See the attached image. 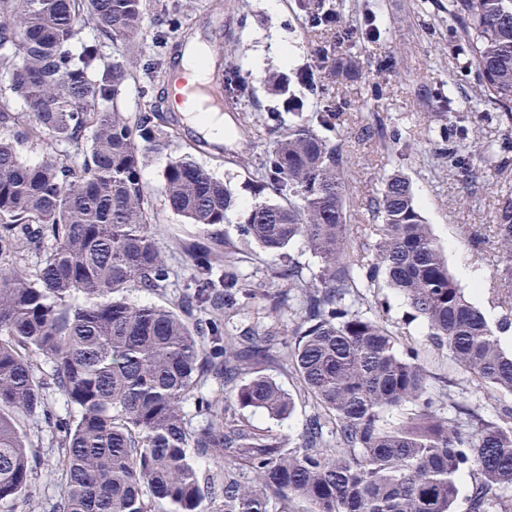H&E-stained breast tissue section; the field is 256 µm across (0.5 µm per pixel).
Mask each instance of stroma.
<instances>
[{
	"label": "stroma",
	"mask_w": 512,
	"mask_h": 512,
	"mask_svg": "<svg viewBox=\"0 0 512 512\" xmlns=\"http://www.w3.org/2000/svg\"><path fill=\"white\" fill-rule=\"evenodd\" d=\"M279 2V9L273 11L267 0H224V9L219 12L212 9L211 0H179L181 9L174 23L166 27L170 42H179L188 34L217 47V70L236 60L253 92L248 101H225L224 143L219 148L209 144L197 149L199 135L186 123L183 113L169 115L178 136L168 155L193 154L216 178L229 182L235 193L236 203L224 230L236 245L234 263L239 274L258 289L259 296L246 306L227 311L225 333L236 336L257 324L273 329L279 340L294 341L304 314L303 294L287 282L270 280L269 273L290 263L308 280L319 265L303 241L271 253L245 241L238 232L239 222L254 206L274 198L270 190L258 188L252 165L270 148L273 136L267 127L252 121L251 113L256 108L282 113L286 106L283 97L268 93L262 79L272 70L286 73L289 94L310 113L321 107L326 70L351 57L358 60L359 69L335 86L340 115L328 137L341 143L347 155L350 182L346 201L352 246L373 247L376 237L371 225L375 218L367 205L389 174H402L410 181L415 203L425 223L430 224L450 270L458 271L465 263L482 272L480 287L463 280L460 288L481 311L504 316L507 308L500 302L504 291L494 275L495 252L491 245L472 244L473 237L484 233L493 222L503 179L487 158L472 157L471 169L484 180L485 187L469 193L447 159L435 154L432 144L438 127L449 121L463 126L471 141L496 143L512 138V125L499 120L498 107L475 91V77L465 66L464 44L458 21L448 10L449 0H313L336 11L337 25L325 29L309 28L300 0ZM369 26L377 30V37H362V30ZM276 33L287 35L294 49L290 58L270 48L269 41ZM376 124L398 129L401 142L384 146L361 137L363 128ZM168 155L155 157L141 175L154 191L151 204L169 276L161 288L131 290L127 297L137 303L175 308L194 274L180 242L194 230L165 205L158 192ZM266 291L286 294L279 314L269 312L262 297ZM345 302L352 310L381 319L398 334L404 347L416 351L435 378L432 392L438 412L453 417L448 407L452 397L467 400L489 418L512 410L511 395L474 394L470 374L455 366L447 351L430 343L424 322L413 316L404 299L386 283L350 289ZM265 372L293 396L294 410L279 424L260 411L250 412L249 418L258 427H275L288 435L291 445H298L314 412L313 403L288 365L272 363ZM21 429L42 465L33 475L30 492L12 501V512H51L60 486L48 467L60 452V434L40 417L24 420Z\"/></svg>",
	"instance_id": "obj_1"
}]
</instances>
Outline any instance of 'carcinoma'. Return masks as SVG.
<instances>
[{
  "label": "carcinoma",
  "instance_id": "carcinoma-1",
  "mask_svg": "<svg viewBox=\"0 0 512 512\" xmlns=\"http://www.w3.org/2000/svg\"><path fill=\"white\" fill-rule=\"evenodd\" d=\"M451 8L477 92L512 122V0H452ZM146 12L147 0H0V87L11 93L0 97V512L31 486L39 461L21 421L39 413L63 448L51 468L62 487L53 512H201L206 498L219 512H295L298 503L303 512H455L456 477L470 468L481 479L468 512H512L497 494L512 483V415L486 419L453 400L466 427L450 424L433 409L434 376L417 354L343 299L356 274L385 279L424 321L430 342L487 393L512 395V352L500 343L512 317L493 326L467 299L399 173L369 203L382 218L371 253L350 246L347 162L319 133L336 128L333 101L284 129L275 112L255 116L275 133L258 178L278 200L252 208L238 229L270 252L302 239L321 262L308 281L290 265L272 271L305 294L284 353L317 405L298 446L244 414L282 421L292 413L291 394L261 370L287 343L269 329L251 328L239 340L222 334L221 310L255 291L242 283L224 234L234 193L190 155L168 157L160 193L195 230L182 241L194 285L176 309L124 296L160 288L169 274L141 177L177 137L153 98L157 85L173 81L168 63L177 47L166 34L144 69L143 111L116 107L137 67L131 48ZM309 23L332 27L336 13H312ZM87 24L99 37L74 56L69 45ZM224 94L247 99L251 88L240 76ZM12 97L25 102L28 117ZM85 135L80 161L54 150ZM362 135L401 140L382 125ZM31 139L45 146L37 164L19 151ZM435 143L471 193L485 183L466 157L490 154L498 171L512 166L509 140L468 143L461 128L443 124ZM490 232L496 277L512 293L511 188L498 195ZM32 248L43 252L33 273L20 264ZM202 307L210 317L194 316ZM36 357L51 365L50 378L39 374ZM209 379L231 386V403L197 394ZM49 388L74 418L48 410ZM189 400L204 419L194 431L185 425ZM330 424L334 446L323 439Z\"/></svg>",
  "mask_w": 512,
  "mask_h": 512
}]
</instances>
